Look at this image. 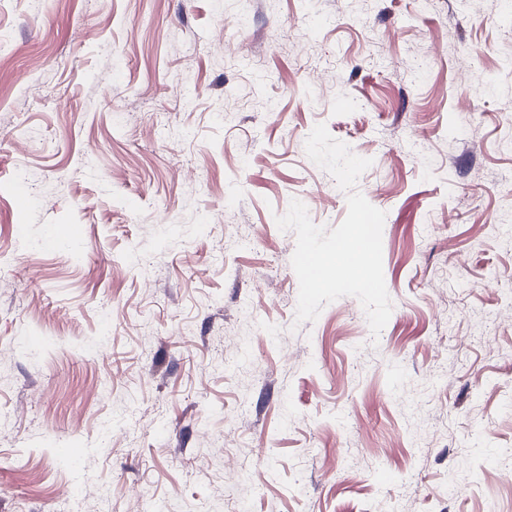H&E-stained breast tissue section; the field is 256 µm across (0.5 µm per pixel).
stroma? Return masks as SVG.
Returning <instances> with one entry per match:
<instances>
[{
    "mask_svg": "<svg viewBox=\"0 0 512 512\" xmlns=\"http://www.w3.org/2000/svg\"><path fill=\"white\" fill-rule=\"evenodd\" d=\"M3 70L0 512H512L503 0H0ZM319 123L386 213L376 337L295 322Z\"/></svg>",
    "mask_w": 512,
    "mask_h": 512,
    "instance_id": "1",
    "label": "stroma"
}]
</instances>
